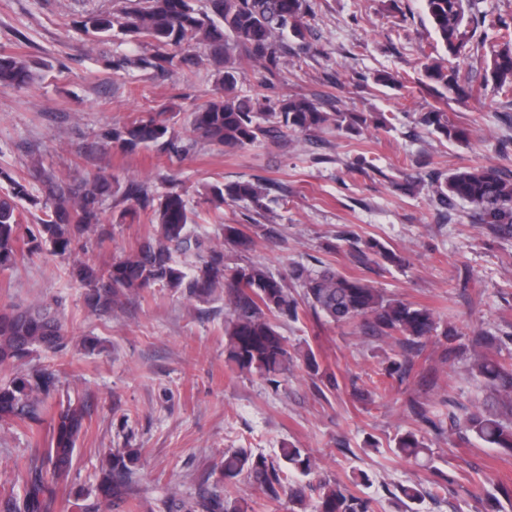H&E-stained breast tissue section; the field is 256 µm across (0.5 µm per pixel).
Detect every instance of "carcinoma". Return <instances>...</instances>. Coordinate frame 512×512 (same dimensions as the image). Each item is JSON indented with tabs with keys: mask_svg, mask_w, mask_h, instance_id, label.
<instances>
[{
	"mask_svg": "<svg viewBox=\"0 0 512 512\" xmlns=\"http://www.w3.org/2000/svg\"><path fill=\"white\" fill-rule=\"evenodd\" d=\"M425 13L436 35L433 54L423 64L424 84L437 96L457 102L477 93L457 67H448L436 55L443 49L472 71H483V80L512 106V19L479 10L476 0H423ZM308 0H208V10L196 8L194 0H130L113 11L92 10L81 20L82 30L102 40L120 36L144 49L140 55L120 56L110 61L114 71L149 70L168 76L179 70L205 69L213 78V96L191 111L190 138L183 141L174 117L159 109L102 134V148L132 154L151 147L162 156L186 154L198 143L243 149L265 139L289 134L334 131L348 138L361 136L373 125L386 127L380 114L326 112L317 98L303 93L271 97L265 90L281 76L288 56L287 37L306 46L311 33L306 17ZM246 58L262 70L261 81L250 95L238 91L242 76L240 59ZM35 62L20 53H0V88L26 89L34 81ZM417 123L447 141L467 143L472 131L452 122L438 109L418 113ZM0 180L8 188L0 192V270L14 268L18 258L48 249L57 256H70L82 247L85 236L101 231L105 205L123 192L129 207L124 220L146 217L154 226L124 257L103 265L75 262L68 277L85 292L83 303L92 313H107L134 295L156 286L168 288L190 299L208 302L224 297L227 362L236 370L256 374L269 382L288 373L294 361H303L320 395L338 387L335 373L323 367L311 346L290 349L279 331V323L299 319V310L329 324L352 325L365 334L390 340L400 352L388 358L376 372L378 390L387 381L400 385L426 361L427 348L437 337L438 324L431 309L390 298L366 280L347 277L325 268L316 271L303 264L276 277L254 261H225L223 244L193 242L188 225L194 223L186 193L172 189L154 195L146 182L121 184L105 170L71 183L56 175L37 159L27 174L14 175L0 169ZM431 201L448 209L456 201L472 204L487 233L499 240H512V176L493 165L459 168L448 176L429 175ZM39 185L41 196L32 193ZM273 185L267 182H208L200 196L217 215L224 205L249 201L256 214L265 216ZM40 206L41 216L24 225L23 203ZM356 262L369 268L383 260L402 263V257L373 241L346 238ZM240 252L251 250L253 238L244 224L224 225V244ZM196 249L192 268L184 270L174 258L179 249ZM62 322L40 305L0 310V368L22 364L33 353L58 352L63 348ZM447 344L443 355L467 362L472 375L486 390L483 406L469 408L448 400L447 430L462 440L475 438L493 448L512 452V363L488 354L497 337L469 336L450 324L443 330ZM60 378L49 367L0 378V422L26 427L34 438L30 462L21 489L10 486L0 493V512H53L56 488L69 481L75 447L85 431L87 405L57 398ZM414 420L444 433L442 421L415 399L409 400ZM396 451L419 459L426 448L424 437L409 430L395 439ZM139 454L132 448H115L101 468L96 485L98 499L84 512H104L112 502L123 501L134 492V466ZM318 468L303 449L285 446L280 462L255 456L244 448L224 452L217 465L220 477L213 487L196 496L174 491L164 501L165 512H244L247 505L229 502L224 482L241 474L272 500L288 495L303 502L306 485L292 486L284 470L309 476ZM317 512H374L371 500L348 492L337 480L320 479Z\"/></svg>",
	"mask_w": 512,
	"mask_h": 512,
	"instance_id": "cac0c4a2",
	"label": "carcinoma"
}]
</instances>
